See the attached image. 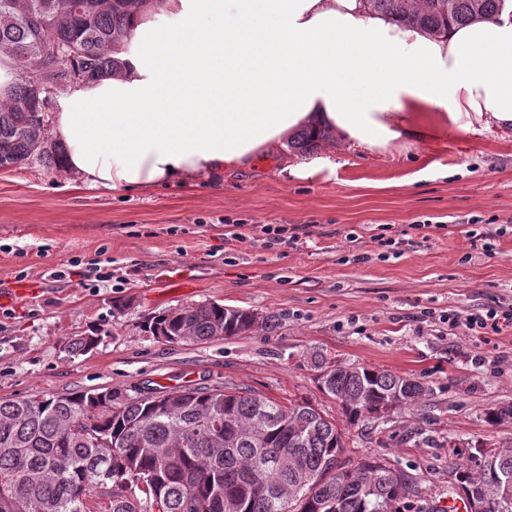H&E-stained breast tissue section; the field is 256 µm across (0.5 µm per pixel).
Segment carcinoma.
<instances>
[{"label": "carcinoma", "instance_id": "cac0c4a2", "mask_svg": "<svg viewBox=\"0 0 512 512\" xmlns=\"http://www.w3.org/2000/svg\"><path fill=\"white\" fill-rule=\"evenodd\" d=\"M162 0H0V52L18 78L0 103V169L61 167L63 147L38 151L50 133L46 96L78 81L118 76L121 51L142 15ZM370 10L432 34L499 15L504 0H367ZM326 133L303 130L291 148L306 154ZM271 316L204 302L164 311L145 329L167 341L242 336ZM320 389L351 424L415 405L432 388L367 366L324 367ZM288 464H279L283 453ZM448 496L472 506L481 490L512 480V451L485 443L453 447ZM112 489V512H401L418 497L403 471L377 456L348 457L341 429L307 402L287 406L251 390L188 385L124 395L110 387L0 399V512H84L87 497ZM479 512H512V483L480 500Z\"/></svg>", "mask_w": 512, "mask_h": 512}]
</instances>
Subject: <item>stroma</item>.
Masks as SVG:
<instances>
[{"label":"stroma","instance_id":"35a3bbf8","mask_svg":"<svg viewBox=\"0 0 512 512\" xmlns=\"http://www.w3.org/2000/svg\"><path fill=\"white\" fill-rule=\"evenodd\" d=\"M277 158L217 182H173L115 193L37 165L0 170V399L112 387L127 395L191 377L238 386L280 403L307 402L341 418L319 387L316 363L365 365L419 378L433 393L371 429L345 425L353 459L376 455L416 479L417 500L443 512L448 445L512 448V330L494 346L438 312L512 299V137L451 129L380 151L338 150L336 171L284 178ZM442 229L422 238V220ZM478 220L482 239L471 238ZM243 240L225 244L224 223ZM296 227L297 243L265 247L254 229ZM404 233L380 246V225ZM357 242H349V234ZM110 261L109 286L87 285L73 260ZM186 267V281L167 282ZM32 284L27 296L13 286ZM203 302L279 319L275 331L203 342H168L142 328L151 314ZM97 345L71 352L73 337Z\"/></svg>","mask_w":512,"mask_h":512}]
</instances>
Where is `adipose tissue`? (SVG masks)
Listing matches in <instances>:
<instances>
[{
    "instance_id": "obj_1",
    "label": "adipose tissue",
    "mask_w": 512,
    "mask_h": 512,
    "mask_svg": "<svg viewBox=\"0 0 512 512\" xmlns=\"http://www.w3.org/2000/svg\"><path fill=\"white\" fill-rule=\"evenodd\" d=\"M122 75L74 83L49 122L66 172L116 193L213 178L302 129L385 150L448 128L512 134V0L435 35L366 0H164Z\"/></svg>"
}]
</instances>
